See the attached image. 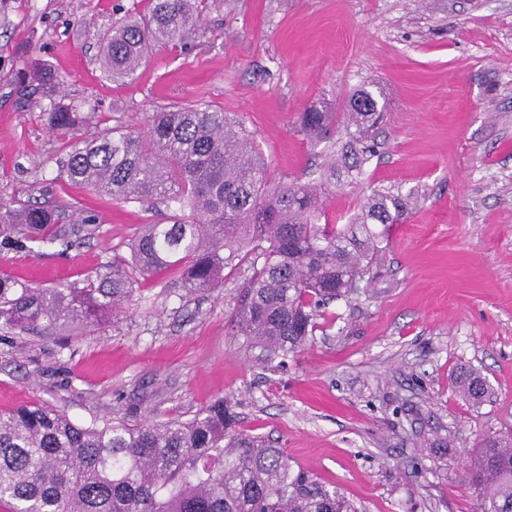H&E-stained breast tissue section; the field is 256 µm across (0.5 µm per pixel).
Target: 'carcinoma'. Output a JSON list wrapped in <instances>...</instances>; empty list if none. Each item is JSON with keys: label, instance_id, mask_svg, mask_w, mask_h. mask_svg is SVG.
<instances>
[{"label": "carcinoma", "instance_id": "cac0c4a2", "mask_svg": "<svg viewBox=\"0 0 512 512\" xmlns=\"http://www.w3.org/2000/svg\"><path fill=\"white\" fill-rule=\"evenodd\" d=\"M194 0H152L149 11L112 27L100 68L113 82L134 78L156 46L183 41L195 29ZM38 79L50 105L47 125L63 135L83 126L80 113L54 98L57 75ZM380 96L361 87L341 111L325 101L299 113L296 128L317 145L331 143L318 176L273 184L268 165L245 131L223 112L191 106L151 116L146 130L81 137L63 174L100 190L109 182L121 202L174 204L168 224H145L115 258L83 280L42 288L0 275V330L54 334L96 324L119 312L139 280L177 267L188 295L223 286L239 256L252 274L235 316L236 335L270 364L301 350L320 328L321 312L359 291L382 251L384 227L407 211L386 190L367 198L348 224L325 217L322 186L353 180L378 147L385 119ZM47 206L0 203V251L65 245ZM457 384L478 403L492 385L473 369ZM474 490L472 512H512V435L485 437L460 456ZM0 507L6 512H358L336 487L294 468L266 436L235 429L231 403L219 398L188 419L105 420L80 424L49 405L0 413Z\"/></svg>", "mask_w": 512, "mask_h": 512}]
</instances>
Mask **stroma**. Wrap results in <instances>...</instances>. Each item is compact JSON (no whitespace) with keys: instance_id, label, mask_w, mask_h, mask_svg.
<instances>
[{"instance_id":"35a3bbf8","label":"stroma","mask_w":512,"mask_h":512,"mask_svg":"<svg viewBox=\"0 0 512 512\" xmlns=\"http://www.w3.org/2000/svg\"><path fill=\"white\" fill-rule=\"evenodd\" d=\"M149 6L0 0V201L55 207L73 242L2 253L0 274L77 282L170 213L62 178L71 141L46 124L41 68L91 132L140 131L150 113L187 105L227 113L276 181L306 178L328 151L296 133L298 112L382 91L384 145L362 181L325 195L326 217L347 223L376 189L411 206L368 287L330 303L285 368L256 365L231 332L248 263L191 298L174 268L95 326L0 335V413L46 403L77 422L133 423L226 397L238 429L276 438L360 512H471L458 450L512 435V0H198L189 38L156 47L134 80H106L102 33ZM463 367L493 396L464 398Z\"/></svg>"}]
</instances>
